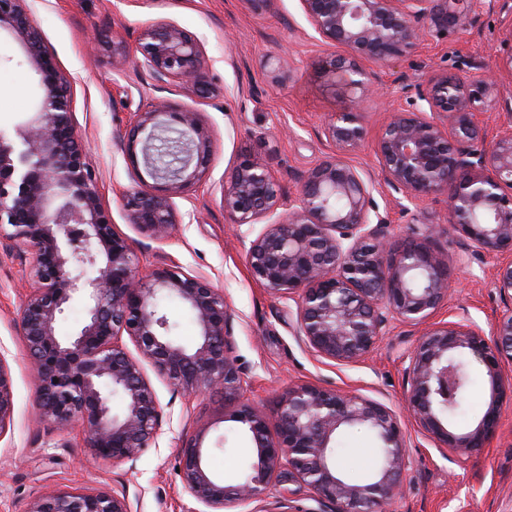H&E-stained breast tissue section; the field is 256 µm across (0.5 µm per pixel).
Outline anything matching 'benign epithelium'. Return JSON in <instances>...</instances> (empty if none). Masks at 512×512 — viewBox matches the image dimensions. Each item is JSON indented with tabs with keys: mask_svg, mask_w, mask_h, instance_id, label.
Returning a JSON list of instances; mask_svg holds the SVG:
<instances>
[{
	"mask_svg": "<svg viewBox=\"0 0 512 512\" xmlns=\"http://www.w3.org/2000/svg\"><path fill=\"white\" fill-rule=\"evenodd\" d=\"M26 0H0V31L23 45L39 76L37 111L20 125L18 140L0 135V238L30 248L34 285L20 310V327L32 360L35 410L44 421L64 426L78 421L86 445L102 458L136 461L160 435L163 411L141 361L174 389L193 395L224 391L230 418L245 426L256 457L245 478L227 484L204 459L202 435L183 442L180 474L189 493L211 509L261 501L286 474L310 488L315 508L286 506L287 512H386L402 495L407 466L400 417L385 404L335 389L297 384L278 405L276 433L263 413L243 399V378L232 357V317L224 294L209 280L163 267L148 279L136 275L137 256L104 210L95 172L86 163L73 121L69 79L45 49ZM434 0H301L303 10L327 45L348 49L320 64L354 94L350 110L336 114L328 137L341 151L364 136L360 102L373 88L366 58L390 62L419 38V20ZM135 63L145 67L158 91L174 85L185 94L213 93L198 43L180 27L157 23L144 30ZM495 94V80L429 77L417 99L428 109L394 112L379 139L384 185L410 203L446 198L449 223L476 256H508L499 265L497 288L512 296V127L484 142L473 116ZM124 138V154L135 170L148 169L149 189L133 186L119 199L130 223L149 239L166 237L176 224L172 199L200 180L210 163V140L198 112L154 97L136 113ZM149 135L141 140L139 134ZM174 140L179 158L158 160L161 144ZM373 184L339 156L316 164L303 176L294 204L266 165L243 157L223 190L231 224L272 222L246 247L251 277L274 295L298 297L299 336L318 355L353 362L367 354L394 320L418 325L428 320L448 293V253L427 235L410 237L395 249L388 225L372 223ZM98 270L87 278L83 268ZM77 298L87 317L68 338L56 334L59 317ZM176 298L194 315L195 343L170 336L161 307ZM130 336L140 359L117 343ZM470 356L490 378L491 399L477 426L454 432L444 425L445 408L457 405L462 381L458 360ZM406 409L459 463L469 461L496 433L512 380L501 364L512 361V311L490 336L475 325L448 322L429 329L408 355ZM122 394L121 413L111 396ZM14 393L9 367L0 360V434L10 424ZM366 426L375 434L380 460L367 480L346 482L333 459L338 432ZM28 512H131L125 494L51 491L35 498Z\"/></svg>",
	"mask_w": 512,
	"mask_h": 512,
	"instance_id": "benign-epithelium-1",
	"label": "benign epithelium"
}]
</instances>
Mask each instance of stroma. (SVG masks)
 Instances as JSON below:
<instances>
[{"label":"stroma","mask_w":512,"mask_h":512,"mask_svg":"<svg viewBox=\"0 0 512 512\" xmlns=\"http://www.w3.org/2000/svg\"><path fill=\"white\" fill-rule=\"evenodd\" d=\"M28 13L46 48L69 78L74 122L86 161L98 177L103 207L117 232L137 255L139 275L164 266L202 276L219 288L233 322V352L242 371L243 398L261 409L269 427L277 425V402L289 386L311 383L384 403L398 412L409 459L405 491L389 512H512V404L504 405L495 435L466 464L450 459L447 448L405 413L407 353L428 326L468 321L491 334L498 318L512 309L494 282L500 257H467L448 224L441 196L409 205L380 177L378 140L391 114L411 110L416 86L436 73L469 79L494 74V100L475 112L486 139L512 125V0H448L456 21L437 31L421 19V36L399 59L364 61L375 74V93L362 105L365 136L337 152L326 132L332 115L350 101L319 69L339 47L319 41L300 0H272L261 12L247 0H27ZM173 23L201 46L216 92L200 100L169 91L172 102L197 109L210 137L211 165L202 179L173 199L178 223L160 240L129 224L119 198L138 179L120 140L136 113L154 97L153 80L134 62L113 64L105 45L122 38L136 47L143 30ZM38 77L22 46L0 33V134L14 138L16 126L38 104ZM354 166L375 186L376 214L389 226L393 244L410 227L439 224V246L448 251L449 289L425 325L392 322L386 335L363 358L338 363L313 352L298 334L297 302L268 292L250 276L245 248L261 224H232L224 215L222 188L242 156L264 163L285 196L298 200L301 177L333 154ZM30 253L0 239V357L11 369L13 421L0 435V512H27L30 502L52 490H116L132 512H209L185 489L178 471L184 439L203 433L205 460L212 473L241 481L255 450L241 424L225 419L217 393L186 395L160 378L151 365L143 372L163 410L157 446L133 462L96 457L86 446L80 422L59 429L35 413V386L18 325L31 292ZM475 383L451 428L473 427L490 399V383L472 363ZM364 427H348L336 437L333 455L347 480L359 482L375 465L377 447Z\"/></svg>","instance_id":"obj_1"}]
</instances>
